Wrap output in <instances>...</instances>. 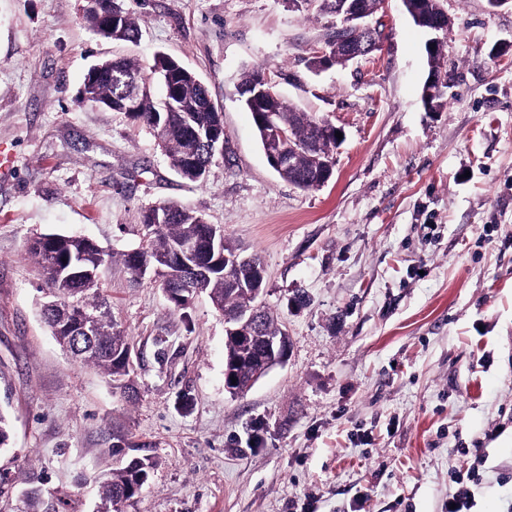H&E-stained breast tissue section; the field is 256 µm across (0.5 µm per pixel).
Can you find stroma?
Segmentation results:
<instances>
[{
	"label": "stroma",
	"instance_id": "35a3bbf8",
	"mask_svg": "<svg viewBox=\"0 0 512 512\" xmlns=\"http://www.w3.org/2000/svg\"><path fill=\"white\" fill-rule=\"evenodd\" d=\"M138 44L95 35L87 0H0V512H95L97 474L158 466L122 512H512V2L442 0L446 104L426 111V34L390 0L367 59L317 73L336 19L287 0H119ZM177 58L224 115L205 184L152 133L80 102L124 55ZM266 66L285 98L340 128L332 179L303 191L270 167L238 85ZM174 202L259 254L263 300L288 329L284 365L224 390V319L176 309L114 262L103 288L132 347L129 389L74 362L39 315L27 253L45 233L114 254ZM482 457H475V446Z\"/></svg>",
	"mask_w": 512,
	"mask_h": 512
}]
</instances>
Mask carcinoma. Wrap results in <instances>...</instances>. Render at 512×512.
I'll use <instances>...</instances> for the list:
<instances>
[{
	"label": "carcinoma",
	"instance_id": "obj_1",
	"mask_svg": "<svg viewBox=\"0 0 512 512\" xmlns=\"http://www.w3.org/2000/svg\"><path fill=\"white\" fill-rule=\"evenodd\" d=\"M118 15L112 27V40L134 42L141 28L129 13ZM180 62L164 54L154 57L151 72L171 78ZM120 71L140 80L147 79L144 67L133 60H108L102 72L85 76L81 103L123 112L127 104L125 87L112 80ZM208 90L194 80L177 81L174 94L149 102L143 111L130 118L151 131L157 146L171 167L184 180L202 184L215 162L206 148V131H224L222 113L209 103ZM262 109L288 126L290 134L289 167L279 176L301 190L320 187L326 163L334 162L336 141L320 135L322 120L299 111L278 91L262 96ZM145 245L122 254V263L133 280L141 277L142 267H151L157 257L170 258V278L160 281L166 292L173 290L180 299L172 302L176 309L185 308L199 293L208 294L216 309L224 315V324L232 329L240 322L241 310L256 302L251 289L259 257L241 260L233 243L220 227L188 208L173 203L154 205L142 215ZM185 241L196 245V252L180 256ZM28 254L43 276L39 291L45 295L41 317L56 341L80 363L97 366L112 385L124 389L133 372L129 360L130 344L126 330L111 314L100 290L105 270L112 256L104 253L87 238L57 233L42 234L27 246ZM263 328L267 336L288 338L284 323L267 308H262ZM155 460L142 457L99 477L100 505L96 512H119V506L134 498L148 483Z\"/></svg>",
	"mask_w": 512,
	"mask_h": 512
}]
</instances>
